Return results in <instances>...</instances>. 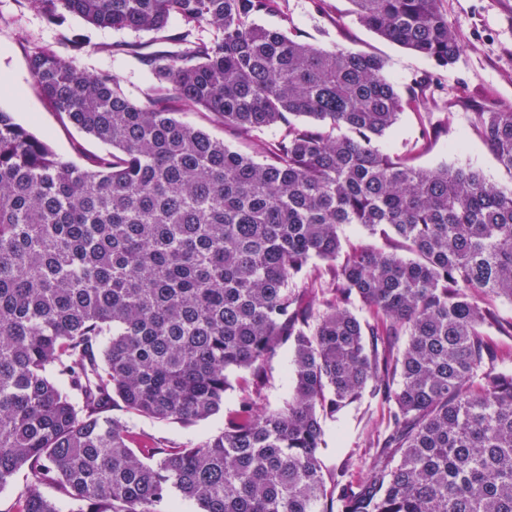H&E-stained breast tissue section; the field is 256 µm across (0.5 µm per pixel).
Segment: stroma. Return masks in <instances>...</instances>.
Listing matches in <instances>:
<instances>
[{
	"label": "stroma",
	"instance_id": "stroma-1",
	"mask_svg": "<svg viewBox=\"0 0 512 512\" xmlns=\"http://www.w3.org/2000/svg\"><path fill=\"white\" fill-rule=\"evenodd\" d=\"M442 7L461 39L456 62L445 68L379 37L358 20L349 0H287L286 14L265 13L256 21L268 28L287 26L306 42L327 50L340 47L379 56L400 93H407L414 83L427 81L424 105L401 114L396 126L381 138L382 149L403 153L428 130L432 141L419 154L418 165L471 169L490 183L512 187V174L472 133L468 109L455 104L457 97L465 96L487 106L512 105V0H442ZM76 39L83 44L78 52L72 48ZM118 43L140 44L148 53L166 48L149 33L97 28L74 15L54 25L27 0H0V76H9L14 82L13 95L0 96V110L12 113L35 136L47 139L64 160L81 165L88 156L106 152V144L62 121L49 107L34 82L28 61L41 48L61 55L74 53L83 70L112 73L129 96L142 99L157 80L136 56L112 52V45ZM292 357V352L285 349L268 362V379L261 396L265 405L277 408L286 401ZM237 402V390L227 391L223 413L191 425L143 416L132 417L131 423L159 440L193 445L222 430L227 413L236 408ZM383 427V411L378 401L368 396L335 417L325 418L324 443L319 452L325 476L346 467L353 479H363L374 453L371 443Z\"/></svg>",
	"mask_w": 512,
	"mask_h": 512
}]
</instances>
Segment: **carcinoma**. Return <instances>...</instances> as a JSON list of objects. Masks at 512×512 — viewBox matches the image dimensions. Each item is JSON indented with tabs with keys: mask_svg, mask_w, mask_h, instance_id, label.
Returning a JSON list of instances; mask_svg holds the SVG:
<instances>
[{
	"mask_svg": "<svg viewBox=\"0 0 512 512\" xmlns=\"http://www.w3.org/2000/svg\"><path fill=\"white\" fill-rule=\"evenodd\" d=\"M48 20L163 35L142 54L146 105L49 48L29 68L48 105L111 151L77 165L0 110V488L26 469L88 512H512V375L488 370V301L512 302V188L423 168L378 140L406 108L375 55L255 23L279 0H26ZM378 36L446 67L442 0H351ZM208 112L263 162L179 121ZM473 132L512 173V106ZM284 128L265 141L259 134ZM359 224L402 251L342 252ZM314 258L332 263L327 287ZM361 306L373 322L354 313ZM393 336L407 340L395 354ZM293 353L285 405L265 363ZM224 430L161 444L108 412ZM384 410L368 475L325 479L323 419L364 394ZM13 512H61L31 489Z\"/></svg>",
	"mask_w": 512,
	"mask_h": 512,
	"instance_id": "1",
	"label": "carcinoma"
}]
</instances>
